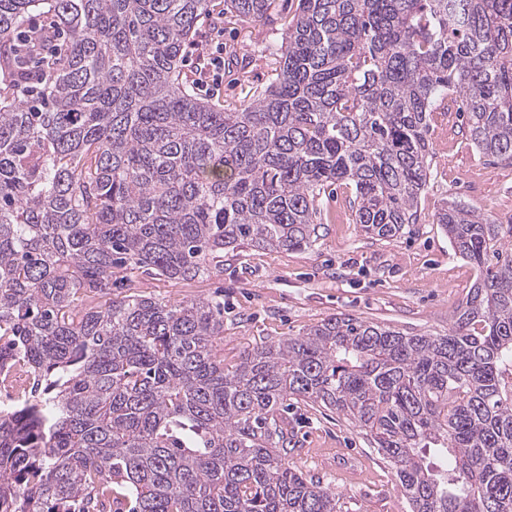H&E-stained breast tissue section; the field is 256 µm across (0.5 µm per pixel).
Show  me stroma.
I'll return each mask as SVG.
<instances>
[{
	"mask_svg": "<svg viewBox=\"0 0 512 512\" xmlns=\"http://www.w3.org/2000/svg\"><path fill=\"white\" fill-rule=\"evenodd\" d=\"M297 0H276L274 22H252L210 0L182 71L198 96L225 109L251 102L271 80L276 50ZM224 40V81L212 87L199 71L201 53ZM434 156L420 205L426 223L398 237L365 234L345 189L323 197L321 229L310 247L269 251L247 244L224 254V269L192 281L136 278L133 291L179 304L216 299L224 305V337L216 349L225 367L262 341L301 334L339 313L413 334L447 333L457 307L476 279L442 225L432 217L444 200H456L500 222L512 219V166L491 165L472 145L461 112L432 122ZM290 463L336 492L342 512H412L396 473L358 428L333 411L301 419Z\"/></svg>",
	"mask_w": 512,
	"mask_h": 512,
	"instance_id": "obj_1",
	"label": "stroma"
}]
</instances>
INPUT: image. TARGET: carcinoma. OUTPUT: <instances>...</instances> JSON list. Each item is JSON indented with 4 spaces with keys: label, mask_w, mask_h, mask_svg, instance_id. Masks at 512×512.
I'll list each match as a JSON object with an SVG mask.
<instances>
[{
    "label": "carcinoma",
    "mask_w": 512,
    "mask_h": 512,
    "mask_svg": "<svg viewBox=\"0 0 512 512\" xmlns=\"http://www.w3.org/2000/svg\"><path fill=\"white\" fill-rule=\"evenodd\" d=\"M225 2L272 20L275 0ZM208 3L0 0V377L33 380L0 405V512H341L289 465L291 400L359 428L412 512H512V223L435 215L479 271L445 334L341 313L229 369L221 303L112 297L310 246L337 184L367 234L423 223L447 95L512 165V0H297L275 77L229 111L180 77ZM34 12L64 41L30 75Z\"/></svg>",
    "instance_id": "carcinoma-1"
}]
</instances>
